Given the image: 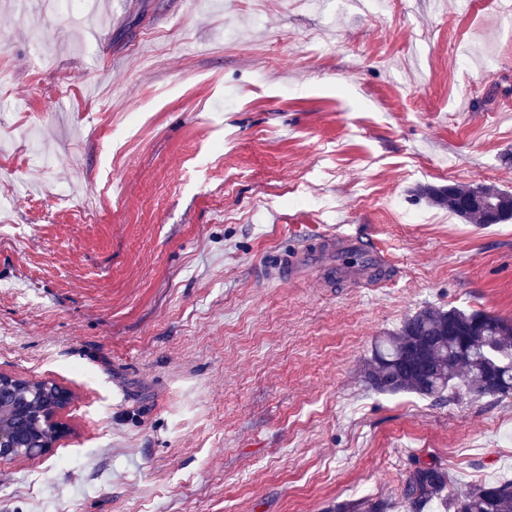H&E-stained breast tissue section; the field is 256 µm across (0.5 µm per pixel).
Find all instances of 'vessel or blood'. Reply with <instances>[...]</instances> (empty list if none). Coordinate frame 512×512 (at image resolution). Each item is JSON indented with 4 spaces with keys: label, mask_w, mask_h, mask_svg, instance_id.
<instances>
[{
    "label": "vessel or blood",
    "mask_w": 512,
    "mask_h": 512,
    "mask_svg": "<svg viewBox=\"0 0 512 512\" xmlns=\"http://www.w3.org/2000/svg\"><path fill=\"white\" fill-rule=\"evenodd\" d=\"M363 253L371 259L378 271L369 280V287L384 285V274L392 270L394 262L377 242L360 243L344 234H320L269 255L259 270L261 279L280 285H299L308 269L319 268L327 281L336 279V257L351 252Z\"/></svg>",
    "instance_id": "b4317fda"
}]
</instances>
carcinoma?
Wrapping results in <instances>:
<instances>
[{
	"mask_svg": "<svg viewBox=\"0 0 512 512\" xmlns=\"http://www.w3.org/2000/svg\"><path fill=\"white\" fill-rule=\"evenodd\" d=\"M478 193L497 211L462 201ZM420 196L479 226L512 219V192L494 185L423 186ZM368 388L385 394L408 392L434 402L458 392L475 397L512 395V320L477 310L423 308L376 340L363 366ZM408 512H425L434 500L448 512H512V481L479 484L463 494L448 491V472L436 465L415 467L401 491ZM389 502L363 497L336 505V512H388Z\"/></svg>",
	"mask_w": 512,
	"mask_h": 512,
	"instance_id": "carcinoma-1",
	"label": "carcinoma"
}]
</instances>
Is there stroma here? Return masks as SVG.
<instances>
[{"instance_id":"35a3bbf8","label":"stroma","mask_w":512,"mask_h":512,"mask_svg":"<svg viewBox=\"0 0 512 512\" xmlns=\"http://www.w3.org/2000/svg\"><path fill=\"white\" fill-rule=\"evenodd\" d=\"M34 2L20 25L0 0V372L67 388L71 432L0 461V512H406L420 463L512 480V396L361 377L424 306L512 319V220L417 194L512 191V0ZM327 232L379 242L392 282L255 279ZM447 186H423L418 193L432 205L448 208V211L454 213L466 222L479 226L490 224H500L512 219V192L497 188L494 185H481L476 187L462 186L457 184H448ZM474 193L483 195L495 204L497 211L493 222L489 220V213L494 211V207L483 201V198H470ZM470 205H481L483 208L464 206L462 201L468 199ZM389 502L382 498L363 497L336 505V512H387Z\"/></svg>"}]
</instances>
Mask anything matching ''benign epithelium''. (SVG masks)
<instances>
[{"instance_id": "benign-epithelium-1", "label": "benign epithelium", "mask_w": 512, "mask_h": 512, "mask_svg": "<svg viewBox=\"0 0 512 512\" xmlns=\"http://www.w3.org/2000/svg\"><path fill=\"white\" fill-rule=\"evenodd\" d=\"M15 377L0 372V404L11 401L22 386L14 383ZM51 403L35 407L30 403L11 414L0 415V459H32L49 453L68 433L60 420L61 412L70 402V393L53 383Z\"/></svg>"}]
</instances>
